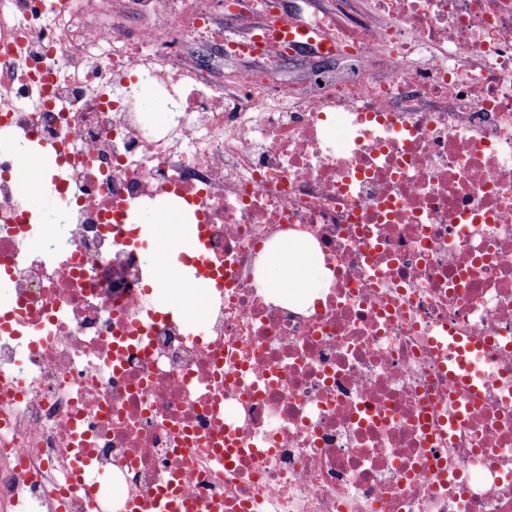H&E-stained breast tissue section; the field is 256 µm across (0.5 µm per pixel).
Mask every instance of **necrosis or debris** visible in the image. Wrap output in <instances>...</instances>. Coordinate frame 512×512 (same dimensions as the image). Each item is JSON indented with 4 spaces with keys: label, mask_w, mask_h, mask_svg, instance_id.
Returning <instances> with one entry per match:
<instances>
[{
    "label": "necrosis or debris",
    "mask_w": 512,
    "mask_h": 512,
    "mask_svg": "<svg viewBox=\"0 0 512 512\" xmlns=\"http://www.w3.org/2000/svg\"><path fill=\"white\" fill-rule=\"evenodd\" d=\"M0 0V512H512V0H371L264 17L215 0ZM304 26L374 68L317 95L198 47L277 60ZM169 102L154 127L134 94ZM67 220H23L28 144ZM185 205L194 325L156 310L135 219ZM316 246L307 308L258 281ZM453 334L478 384L448 375ZM281 10L293 15L317 11L338 13L343 19L369 16L370 0H276ZM201 65L207 69L218 82H223L224 74L239 71L249 72L259 70L263 60L253 58H225L213 51L204 50L200 54Z\"/></svg>",
    "instance_id": "obj_1"
}]
</instances>
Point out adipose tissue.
Here are the masks:
<instances>
[{
	"mask_svg": "<svg viewBox=\"0 0 512 512\" xmlns=\"http://www.w3.org/2000/svg\"><path fill=\"white\" fill-rule=\"evenodd\" d=\"M261 270L263 287L299 304H312L330 278L329 271L312 249L295 241L279 240L270 244L265 250Z\"/></svg>",
	"mask_w": 512,
	"mask_h": 512,
	"instance_id": "ef3b65f1",
	"label": "adipose tissue"
}]
</instances>
